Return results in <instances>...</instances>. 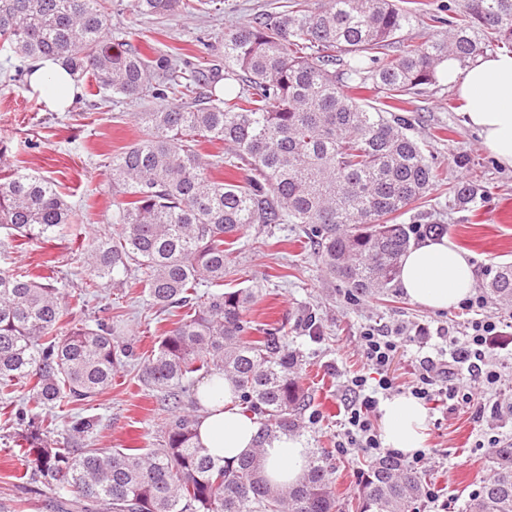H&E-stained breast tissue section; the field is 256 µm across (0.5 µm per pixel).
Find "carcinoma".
Instances as JSON below:
<instances>
[{
	"instance_id": "cac0c4a2",
	"label": "carcinoma",
	"mask_w": 512,
	"mask_h": 512,
	"mask_svg": "<svg viewBox=\"0 0 512 512\" xmlns=\"http://www.w3.org/2000/svg\"><path fill=\"white\" fill-rule=\"evenodd\" d=\"M209 0H132L140 17L165 18L204 9ZM417 19L395 0H287L250 24L224 33V68L153 61L135 46L105 37L107 0H0V42L21 61L55 56L77 78L128 99L150 91L162 101L219 79L229 99L164 105L140 112L144 136L112 159L110 183L118 228L93 243L87 288L127 284L144 273L151 305L179 308L181 318L141 361L169 421L154 449L101 451L77 443L98 426L72 417L64 443L52 409L94 401L112 386L129 353L114 317L59 323L84 304L85 291L64 294L21 273L0 272V393L20 385L34 405L8 403L14 442L33 458L32 480L57 512H339L334 468L314 450L301 480L269 484L262 448L296 435L310 396L299 384L300 356L286 348L283 327L246 319L250 288L219 286L235 259V243L255 224H304L322 264L356 296L389 289L411 227L396 218L427 199L436 173L405 118L358 102L352 91L372 85L401 102L436 82L452 55L464 63L495 45L512 50V0H448L444 39L388 48ZM233 147L229 157L205 143ZM0 149V228L21 244L54 238L74 213L40 176L4 164ZM246 166L238 179L214 177L227 165ZM466 206L484 193L453 187ZM487 290L512 303V264L498 267ZM234 384L243 408L259 416L258 450L236 465L215 461L195 442V374ZM493 474L469 499L466 512H512V444L493 450ZM428 484L394 456L361 471L356 512H415Z\"/></svg>"
}]
</instances>
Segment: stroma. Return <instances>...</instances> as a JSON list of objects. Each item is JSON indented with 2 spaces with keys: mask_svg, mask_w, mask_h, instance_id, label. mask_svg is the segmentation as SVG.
Wrapping results in <instances>:
<instances>
[{
  "mask_svg": "<svg viewBox=\"0 0 512 512\" xmlns=\"http://www.w3.org/2000/svg\"><path fill=\"white\" fill-rule=\"evenodd\" d=\"M285 0H213L195 14L141 18L132 0H109L107 36L131 42L153 58L176 55L193 67L209 69L222 60L225 31L249 23ZM18 58L0 49V143L23 172L53 180L71 206L75 221L67 233L35 245L14 246L0 229V269L46 274L53 261L55 285L66 292L83 286L89 274L88 253L95 238L110 234L116 209L110 187L112 158L138 140L142 129L134 115L157 107L150 96L125 99L98 90L90 78L78 83L75 104L62 112L46 108L39 92L15 80ZM402 115L412 120L410 136L427 146L426 156L438 173L427 202L402 216L405 224H439L476 267V292H483L498 266L512 263V169L500 166L481 145L476 131L465 125L454 89L437 80L422 93L405 98ZM476 180L492 185L491 194L469 207L458 206L450 190L454 182ZM298 224H271L250 229L237 243L236 269L224 279L225 290L251 288L256 302L247 314L256 325L278 323L288 333V346L302 352L299 381L311 396L310 413L318 422L306 424L300 436L307 448H323L335 468L336 494L353 502L361 468L368 460L358 449L336 448L350 399L345 382L363 373L359 335L369 326L399 327L407 332L447 326L462 335L468 316L460 308L444 312L424 309L407 299L398 285L383 296L348 298L347 288L325 271L315 251L301 241ZM132 273L126 287L95 290L85 310L63 316L61 328L83 316H120L124 339L134 357L118 367L109 390L90 410L98 417L94 445L114 448L156 447L165 414L155 397L138 381L140 355L150 353L177 313H156ZM315 312L317 336L304 326ZM501 381L492 390L478 389L475 401L438 403L428 412L425 451L432 459L424 474L439 489L447 512H465L469 498L492 474V451L476 447L478 439L496 436L512 443V361L492 357ZM13 427L0 409V504L7 512H52L48 497L37 488L20 495L21 476L30 464L18 454Z\"/></svg>",
  "mask_w": 512,
  "mask_h": 512,
  "instance_id": "35a3bbf8",
  "label": "stroma"
}]
</instances>
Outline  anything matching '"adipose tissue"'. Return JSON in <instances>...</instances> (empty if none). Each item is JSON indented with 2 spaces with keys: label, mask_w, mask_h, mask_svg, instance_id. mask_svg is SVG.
I'll return each mask as SVG.
<instances>
[{
  "label": "adipose tissue",
  "mask_w": 512,
  "mask_h": 512,
  "mask_svg": "<svg viewBox=\"0 0 512 512\" xmlns=\"http://www.w3.org/2000/svg\"><path fill=\"white\" fill-rule=\"evenodd\" d=\"M30 85L53 111L70 107L79 89L59 62L43 57L30 63ZM461 103L467 126L477 130L484 148L502 166L512 168V52L477 55L467 65L448 58L438 68ZM399 285L414 303L445 311L468 298L476 271L469 255L448 237L412 246L402 257ZM199 412L195 441L199 447L234 465L251 454L260 433L256 415L239 405L234 387L209 377L197 391ZM382 438L387 447L405 453L426 442V407L398 395L381 406ZM308 450L301 438L283 435L264 448V474L274 484L293 485L307 469Z\"/></svg>",
  "instance_id": "obj_1"
}]
</instances>
